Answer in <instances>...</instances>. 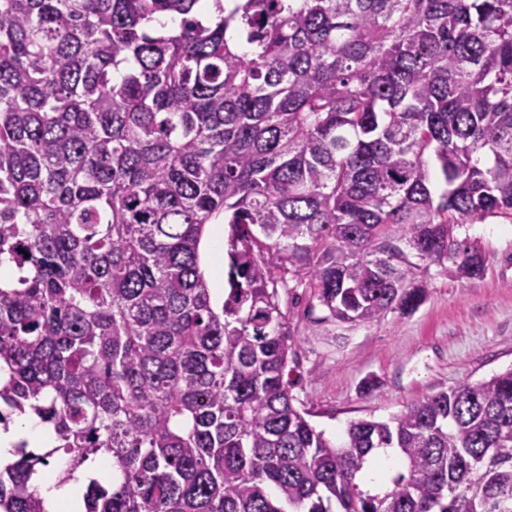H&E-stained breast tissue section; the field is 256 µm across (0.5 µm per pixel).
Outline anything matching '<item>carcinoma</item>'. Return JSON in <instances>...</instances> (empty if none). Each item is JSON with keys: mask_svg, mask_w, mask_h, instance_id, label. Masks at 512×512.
Here are the masks:
<instances>
[{"mask_svg": "<svg viewBox=\"0 0 512 512\" xmlns=\"http://www.w3.org/2000/svg\"><path fill=\"white\" fill-rule=\"evenodd\" d=\"M232 2L0 0V424L56 435L0 469V512L105 455L84 512H512V369L334 444L277 292L361 323L421 304V262L483 275L457 229L512 219V0ZM224 255L218 242H214L208 248L207 261L203 268L207 278L217 285L223 277Z\"/></svg>", "mask_w": 512, "mask_h": 512, "instance_id": "obj_1", "label": "carcinoma"}]
</instances>
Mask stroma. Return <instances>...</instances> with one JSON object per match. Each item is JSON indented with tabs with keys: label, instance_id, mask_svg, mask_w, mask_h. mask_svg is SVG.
I'll return each instance as SVG.
<instances>
[{
	"label": "stroma",
	"instance_id": "1",
	"mask_svg": "<svg viewBox=\"0 0 512 512\" xmlns=\"http://www.w3.org/2000/svg\"><path fill=\"white\" fill-rule=\"evenodd\" d=\"M487 258L481 277L458 280L447 266L421 265L425 301L370 323L325 319L309 289H279L293 330L287 368L293 397L326 438L350 421L386 420L424 395L512 368V221L463 225Z\"/></svg>",
	"mask_w": 512,
	"mask_h": 512
}]
</instances>
